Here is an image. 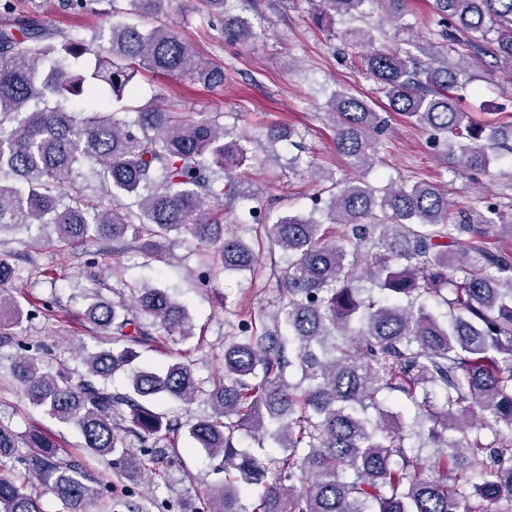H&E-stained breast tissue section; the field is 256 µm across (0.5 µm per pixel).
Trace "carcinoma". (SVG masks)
Listing matches in <instances>:
<instances>
[{
  "instance_id": "cac0c4a2",
  "label": "carcinoma",
  "mask_w": 512,
  "mask_h": 512,
  "mask_svg": "<svg viewBox=\"0 0 512 512\" xmlns=\"http://www.w3.org/2000/svg\"><path fill=\"white\" fill-rule=\"evenodd\" d=\"M316 24L354 18L368 0H310ZM225 0H184L224 18V37L248 43L250 20L224 16ZM396 23L407 0H375ZM105 20L87 42L33 17L0 25V234L32 224L69 246L130 240L148 260L171 234L203 248L208 269L251 272L255 246L282 254L275 312L240 321L225 337L221 369L198 378L173 362L130 376L129 391L107 381L131 365L137 348L194 336L185 307L163 288H133L134 308L92 301L86 319L105 347L85 354L73 382L65 365L47 370L22 358L16 376L29 402L78 428L83 447L139 484L170 465L179 423L157 400L202 402L209 412L189 428L194 447L217 461L224 481L202 512H512V252L492 247L486 225L454 224L447 193L415 183L376 190L337 180L326 207L273 215L251 182L229 176L248 158L246 137L224 128L221 112H178L158 105L120 117L138 75L192 85L224 84V66L200 54L165 23L144 29L119 15L158 17L168 0H64ZM448 37L473 55L512 69V0H435ZM344 40L397 112L458 153L464 171L489 169L512 154V122L472 123L458 91L462 63L421 65L416 44L373 47L372 26H349ZM100 101L92 112L70 102ZM336 150L350 168L374 164L385 120L363 97L329 101ZM256 224L257 245L224 229V198ZM341 227L336 233L333 225ZM15 267L0 258V336L24 310L9 285ZM129 413L144 451L127 448L115 420ZM283 448L260 458L245 438ZM20 459L70 512L98 497L91 479L58 456L57 443L33 430ZM17 436L0 424V512H43L39 498L10 473ZM433 449L422 456V449ZM478 504L471 505V499Z\"/></svg>"
}]
</instances>
